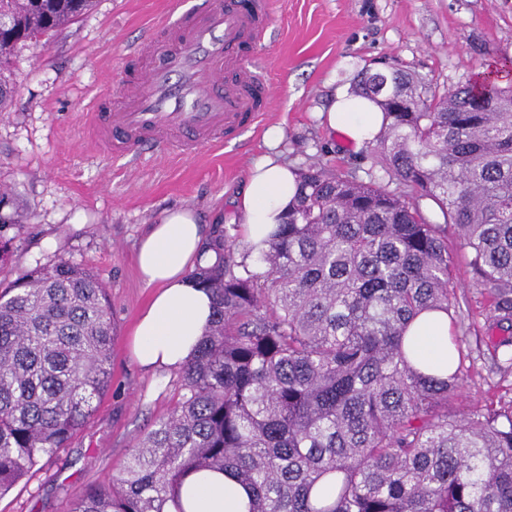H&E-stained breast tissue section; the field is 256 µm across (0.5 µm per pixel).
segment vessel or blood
Returning a JSON list of instances; mask_svg holds the SVG:
<instances>
[{
	"instance_id": "obj_1",
	"label": "vessel or blood",
	"mask_w": 512,
	"mask_h": 512,
	"mask_svg": "<svg viewBox=\"0 0 512 512\" xmlns=\"http://www.w3.org/2000/svg\"><path fill=\"white\" fill-rule=\"evenodd\" d=\"M271 0H168L157 34L132 48L141 69L117 103L88 113L94 145L185 157L254 125L269 90L251 57L271 24Z\"/></svg>"
}]
</instances>
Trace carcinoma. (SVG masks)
<instances>
[{
  "mask_svg": "<svg viewBox=\"0 0 512 512\" xmlns=\"http://www.w3.org/2000/svg\"><path fill=\"white\" fill-rule=\"evenodd\" d=\"M92 7L0 0V74ZM354 93L384 116L366 178L301 169L254 264L237 225H212L214 260L190 272L212 319L175 406L67 512H168L205 470L248 486L250 512H512V399L448 415L471 349L451 336L449 373L430 375L406 335L425 312L461 318L452 229L503 332L482 357L512 374V85L437 95L393 67ZM115 335L105 284L70 259L0 291V498L94 418Z\"/></svg>",
  "mask_w": 512,
  "mask_h": 512,
  "instance_id": "carcinoma-1",
  "label": "carcinoma"
}]
</instances>
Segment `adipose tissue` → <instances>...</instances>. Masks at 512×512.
Returning <instances> with one entry per match:
<instances>
[{"instance_id": "ef3b65f1", "label": "adipose tissue", "mask_w": 512, "mask_h": 512, "mask_svg": "<svg viewBox=\"0 0 512 512\" xmlns=\"http://www.w3.org/2000/svg\"><path fill=\"white\" fill-rule=\"evenodd\" d=\"M324 123L355 146L373 141L383 126V114L372 101L349 89L335 92ZM283 136L281 127L267 129L270 154L256 160L233 203L241 217V236L250 259H257L265 241L292 205L299 185L297 169L273 154ZM207 231L195 212H168L150 225L139 242L136 263L143 283L154 294L140 312L132 333V354L146 370L185 367L212 318V299L188 275L210 261L205 251ZM416 348L432 372L448 362L451 326L445 315L425 313L409 328ZM179 495L185 512H249L251 493L230 474L201 471L188 474Z\"/></svg>"}]
</instances>
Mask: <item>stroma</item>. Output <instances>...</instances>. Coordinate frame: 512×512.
I'll return each mask as SVG.
<instances>
[{"label":"stroma","instance_id":"stroma-1","mask_svg":"<svg viewBox=\"0 0 512 512\" xmlns=\"http://www.w3.org/2000/svg\"><path fill=\"white\" fill-rule=\"evenodd\" d=\"M165 0H96L94 9L51 41L19 44L11 70L9 111L0 112V283L65 257L92 270L109 290L117 332L112 386L78 443L0 498V512H66L89 487L121 475L138 440L173 409L177 370L146 372L130 352L136 318L152 294L140 279L135 250L149 224L168 211L190 209L206 223L235 219L231 200L253 162L265 155L266 130H283V160L296 168L318 162L362 175L371 145L348 144L319 121L330 97L365 67L386 62L444 93L477 74L497 70L512 84V0H273L274 21L255 62L277 88L273 109L257 126L189 161L162 151L115 159L87 139L86 114L99 91L120 95L125 55L149 38ZM456 241L454 276L461 304L477 313L461 328L467 344L486 335L480 314L487 294L474 285ZM512 394L484 360L461 377L448 411L457 414Z\"/></svg>","mask_w":512,"mask_h":512}]
</instances>
